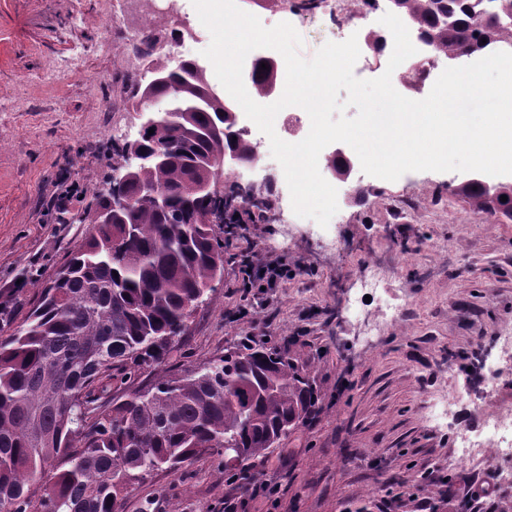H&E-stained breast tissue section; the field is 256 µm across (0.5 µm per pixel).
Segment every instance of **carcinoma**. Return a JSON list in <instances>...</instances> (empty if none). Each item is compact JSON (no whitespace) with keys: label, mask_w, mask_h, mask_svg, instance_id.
I'll list each match as a JSON object with an SVG mask.
<instances>
[{"label":"carcinoma","mask_w":512,"mask_h":512,"mask_svg":"<svg viewBox=\"0 0 512 512\" xmlns=\"http://www.w3.org/2000/svg\"><path fill=\"white\" fill-rule=\"evenodd\" d=\"M438 55L463 58L512 43V0H394ZM255 61L247 81L258 97L278 84L280 67ZM137 98L165 101L154 133L112 144L139 159L112 178L129 208L98 224L42 286L23 324L0 326V512H123L132 486L150 472L174 469L224 449L244 464L269 453L314 412L319 394L286 351L245 343L183 375L155 382L108 406L102 395L163 362L197 304L224 272L215 225L251 207L266 221L272 200L239 184L198 193L217 180L209 161L255 162L257 147L226 114L225 99L195 62L158 66ZM165 153L159 161L155 153ZM157 189L164 205L149 193ZM457 192L476 209L512 218V186L491 193L480 180ZM507 201H501V196ZM56 464L34 500L36 476Z\"/></svg>","instance_id":"1"}]
</instances>
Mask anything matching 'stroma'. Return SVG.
I'll return each mask as SVG.
<instances>
[{"label": "stroma", "instance_id": "35a3bbf8", "mask_svg": "<svg viewBox=\"0 0 512 512\" xmlns=\"http://www.w3.org/2000/svg\"><path fill=\"white\" fill-rule=\"evenodd\" d=\"M193 33L187 47L168 46L195 62L211 42L192 0H174ZM267 27L291 23L302 38L303 58L350 33L380 30L383 0H346L355 30L339 28L319 0H238ZM152 0H0V321L20 326L42 285L53 279L85 238L83 215L99 205L97 192L121 161L114 135L135 138L134 110L144 62L130 59L124 35L132 16ZM63 55L83 60L81 74L46 82L42 74ZM259 160L225 169V181L264 182L279 207L273 221L249 225L257 244L246 251L232 237L224 245V275L187 322L168 360L145 369L140 384L176 376L235 351L245 338L290 350L303 363L321 407L285 447H299L279 470L264 472L277 486L279 508L264 497L227 484L221 457L204 455L176 471L152 472L133 486L124 512H224L225 499L240 512H414L413 487L433 470L426 495L447 502L467 482L512 469V458L491 461L461 454L455 431L478 430L486 405L512 410V380L484 383L502 355L499 336L512 333V220L476 211L455 193L464 172H409L395 181L358 173L353 196L326 229L287 210L288 186L270 153L267 136L250 127ZM81 200L59 210L53 199L68 185ZM282 258L288 278L275 287L244 291L239 269L252 254ZM380 267L384 299L399 307L382 324L378 300L362 302L361 280ZM458 400V413L430 416L434 396ZM454 484H447L448 475ZM488 512H512V480Z\"/></svg>", "mask_w": 512, "mask_h": 512}]
</instances>
